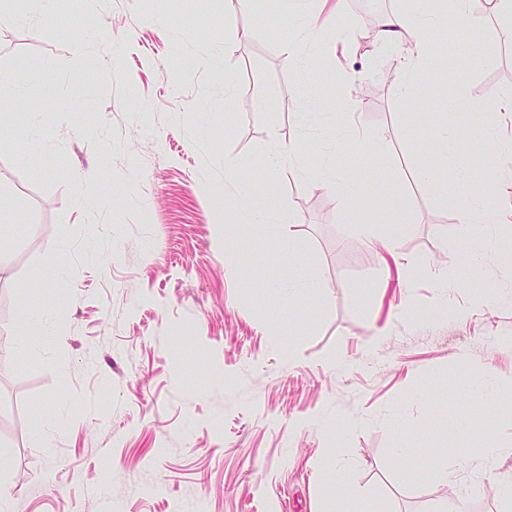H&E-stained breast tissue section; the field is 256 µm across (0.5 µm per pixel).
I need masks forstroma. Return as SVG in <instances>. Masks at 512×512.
Masks as SVG:
<instances>
[{
  "label": "stroma",
  "mask_w": 512,
  "mask_h": 512,
  "mask_svg": "<svg viewBox=\"0 0 512 512\" xmlns=\"http://www.w3.org/2000/svg\"><path fill=\"white\" fill-rule=\"evenodd\" d=\"M406 7L347 0L357 32L339 52L335 25L308 32L280 0H57L40 28L0 30V71L44 64L52 87L0 98L7 512H321L333 455L380 512H437L469 482L489 491L464 512H512L493 489L512 483V298L492 297L512 278V235L487 226L498 247L461 278L473 233L418 176L451 88L470 112L455 151L490 175L504 166L512 116L494 96L512 90V16L475 0L489 43L470 55L490 49L494 62L444 72L412 106L391 93L400 50L371 38ZM290 48L303 68L288 67ZM477 115L494 116L499 143ZM275 138L297 162L263 167ZM370 138L390 168L352 163ZM331 145L371 208L320 180ZM247 182L290 221L313 293L289 299L254 280L255 266L271 280L279 268L272 241L225 216ZM402 217L412 231L395 252L365 245L359 225ZM27 301L50 315L25 349ZM402 437L466 457L465 470L438 482L400 467ZM490 446L502 453L488 468Z\"/></svg>",
  "instance_id": "35a3bbf8"
}]
</instances>
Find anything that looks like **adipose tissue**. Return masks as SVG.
<instances>
[{
	"label": "adipose tissue",
	"mask_w": 512,
	"mask_h": 512,
	"mask_svg": "<svg viewBox=\"0 0 512 512\" xmlns=\"http://www.w3.org/2000/svg\"><path fill=\"white\" fill-rule=\"evenodd\" d=\"M457 25L469 33L472 42L484 39V31L473 21L470 0H436L432 9L411 8L382 19L377 40L383 46H400L405 50L404 80L393 88L395 96L413 104L428 98L432 78L447 67V57L442 47L448 39V23ZM464 106L457 95H449L434 125L431 163L420 171V179L439 199L454 197L463 223L495 224L497 211L491 205V195L503 182L512 180V171H500L491 178L480 172H470L452 144L456 137V118ZM228 209L232 214L247 217L253 228L268 232L274 241L285 237L279 224L276 209L257 204L253 189L235 190L228 197ZM280 274L272 280L275 288H288L292 292L310 291L317 279L292 253L279 249Z\"/></svg>",
	"instance_id": "1"
}]
</instances>
